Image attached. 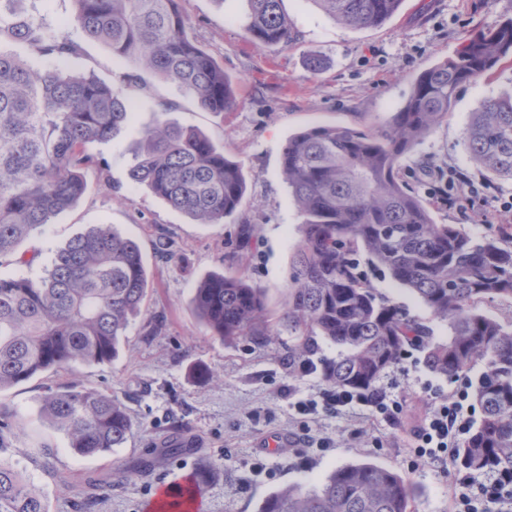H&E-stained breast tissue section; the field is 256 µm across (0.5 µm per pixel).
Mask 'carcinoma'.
<instances>
[{
	"instance_id": "carcinoma-1",
	"label": "carcinoma",
	"mask_w": 512,
	"mask_h": 512,
	"mask_svg": "<svg viewBox=\"0 0 512 512\" xmlns=\"http://www.w3.org/2000/svg\"><path fill=\"white\" fill-rule=\"evenodd\" d=\"M0 0V41L25 43L43 58L64 60L78 42L47 33L23 7ZM70 21L121 59L140 63L191 94L207 112L237 106L224 67L190 34L180 0H71ZM244 30L257 46L293 40L283 0H245ZM331 19L353 28L379 27L402 0H314ZM512 57V19L479 31L456 57L415 78L390 128L354 132L315 126L288 139L282 172L303 216L280 316L293 343L288 366L320 367L331 388L368 395L410 347L440 377L475 364L472 398L479 425L459 448L455 466L483 474L512 472V326L474 311L487 296H512V224L476 240L437 224L431 203L409 188L401 160L448 119L458 91L492 75ZM132 120L125 94L92 74L34 70L0 48V259L86 189L85 173L101 168L93 144L109 142ZM472 161L494 180H512V92L488 99L464 129ZM130 180L200 224H222L239 209L246 182L224 147L197 130L165 120L144 131ZM410 289L448 325L429 328L379 297L359 256ZM148 279L138 244L110 224L76 234L45 275L0 274V391L52 368L104 363L140 311ZM196 313L211 335L231 343L273 341L262 289L222 273L194 288ZM339 348L318 356L319 342ZM40 413L82 455L120 448L133 432L126 405L110 394L69 386L44 396ZM410 484L372 462L332 471L318 486L269 494L257 512H408ZM0 512H47L41 490L0 464Z\"/></svg>"
}]
</instances>
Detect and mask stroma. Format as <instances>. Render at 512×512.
<instances>
[{
  "instance_id": "1",
  "label": "stroma",
  "mask_w": 512,
  "mask_h": 512,
  "mask_svg": "<svg viewBox=\"0 0 512 512\" xmlns=\"http://www.w3.org/2000/svg\"><path fill=\"white\" fill-rule=\"evenodd\" d=\"M244 6V0H180L191 34L223 65L234 86L236 109L214 114L176 83L113 56L104 44L84 40L68 22L70 0H26L28 13L49 33L80 42L81 54L66 60L65 68L91 71L113 87H128L133 118L110 142L95 145L104 169L87 172L84 195L34 231L15 258L1 261L0 274L40 278L70 238L109 224L138 242L149 290L117 357L48 370L0 391V410L12 423L0 462L18 468L40 488L49 512H82L92 483L118 469L126 470V478L114 481L110 496L89 512H146L157 487L178 486L200 468L212 474L201 495V512H257L272 491L319 485L335 468L360 461L404 477L413 488L414 512H449L448 487L456 469L417 458L411 435L432 398H449L477 376V369L441 378L427 370L420 352L409 350L380 381L402 403L392 423L370 419L361 410L304 417L294 409L298 399L318 396L325 384L316 371L289 375L291 338L278 324L302 222L281 157L289 137L313 126L367 131L390 125L415 77L455 58L471 35L512 18V0H402L384 25L362 29L334 22L315 0H283L294 39L262 48L243 29ZM313 57L324 63L316 74L308 65ZM511 90L508 58L492 76L462 88L447 122L404 159V178L432 201L435 223L455 225L477 239L495 234L498 224L512 223V210L500 206L501 199L512 196V181L489 182L487 172L470 159L463 138L472 112ZM159 120L204 132L241 165L246 191L234 217L221 224L196 223L129 180L137 144ZM438 171L463 174L484 192L456 206L436 201ZM162 241L172 242L175 259L160 255ZM211 272L239 274L262 289L273 343L245 337L227 344L211 336L192 306L196 282ZM369 280L379 296L430 326L435 338H447V325L386 271H370ZM200 365L209 368L211 379L197 378ZM75 382L128 406L138 427L123 447L80 455L42 419V398ZM311 437L329 438L331 445L309 447ZM175 439L181 453L155 459L150 474L139 473L151 449ZM272 439L279 441L278 449H269Z\"/></svg>"
}]
</instances>
